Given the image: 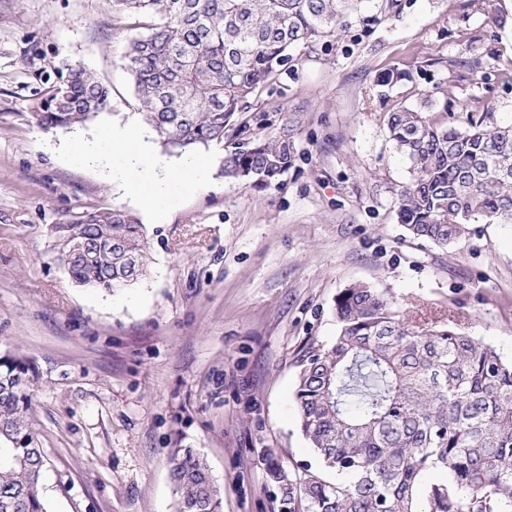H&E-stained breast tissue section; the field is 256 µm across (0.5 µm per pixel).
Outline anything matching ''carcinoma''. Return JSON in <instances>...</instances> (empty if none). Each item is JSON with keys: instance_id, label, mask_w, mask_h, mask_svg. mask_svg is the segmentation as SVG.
Returning <instances> with one entry per match:
<instances>
[{"instance_id": "obj_1", "label": "carcinoma", "mask_w": 512, "mask_h": 512, "mask_svg": "<svg viewBox=\"0 0 512 512\" xmlns=\"http://www.w3.org/2000/svg\"><path fill=\"white\" fill-rule=\"evenodd\" d=\"M362 0H113L147 20L123 56L144 118L166 150L249 130L245 114L288 64V49L333 36ZM109 90L79 64L41 98L50 130L82 125L109 107ZM461 131L398 107L389 138L410 164L397 215L410 235L459 244L476 216L512 223V123L471 112ZM285 138L237 142L224 176L268 185L291 166ZM57 259L82 287L112 292L147 274L148 242L129 212L83 211L54 226ZM77 238L93 249L68 258ZM119 242L136 275L111 251ZM338 332L300 361V427L321 467L283 482L281 512H512V363L451 324L420 319L365 284L341 291ZM38 373L18 350L0 355V512H49L46 466L31 421ZM437 470L443 476L427 479ZM177 512H220L206 461L173 455Z\"/></svg>"}]
</instances>
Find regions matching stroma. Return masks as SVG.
<instances>
[{"label":"stroma","mask_w":512,"mask_h":512,"mask_svg":"<svg viewBox=\"0 0 512 512\" xmlns=\"http://www.w3.org/2000/svg\"><path fill=\"white\" fill-rule=\"evenodd\" d=\"M363 0L340 34L299 45L246 118L253 138H288L271 185L224 176L232 139L200 147L211 188L140 215L92 169L43 140L32 114L68 65L111 93L105 118L141 117L121 65L137 15L112 0H0V354L18 349L39 382L33 423L50 512H176L171 456L191 448L223 490L222 512H280V468L320 461L300 430L299 361L337 333L355 283L406 310L454 311L461 332L512 361V224L470 222L456 246L397 219L412 175L389 139L405 106L463 130L472 112L512 120V0ZM137 215L148 272L114 292L77 286L53 228L76 213Z\"/></svg>","instance_id":"35a3bbf8"}]
</instances>
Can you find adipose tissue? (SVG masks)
Segmentation results:
<instances>
[{"mask_svg": "<svg viewBox=\"0 0 512 512\" xmlns=\"http://www.w3.org/2000/svg\"><path fill=\"white\" fill-rule=\"evenodd\" d=\"M67 163L98 170L104 183L124 192L144 211L163 217L177 191L209 187L206 160L194 153L172 157L161 153L137 121L112 123L92 132L76 131L64 145L44 141Z\"/></svg>", "mask_w": 512, "mask_h": 512, "instance_id": "1", "label": "adipose tissue"}]
</instances>
